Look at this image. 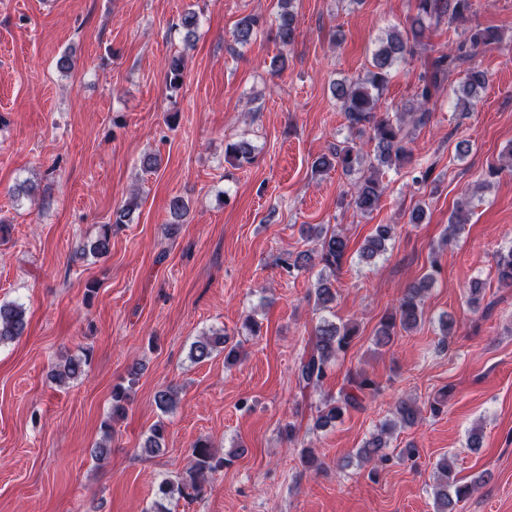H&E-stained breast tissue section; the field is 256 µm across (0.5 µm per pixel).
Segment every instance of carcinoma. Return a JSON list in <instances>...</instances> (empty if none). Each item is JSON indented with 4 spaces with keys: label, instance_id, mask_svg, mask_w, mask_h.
Here are the masks:
<instances>
[{
    "label": "carcinoma",
    "instance_id": "cac0c4a2",
    "mask_svg": "<svg viewBox=\"0 0 512 512\" xmlns=\"http://www.w3.org/2000/svg\"><path fill=\"white\" fill-rule=\"evenodd\" d=\"M416 15L402 31L394 30L381 39L373 53L371 68L365 74L348 82H338L333 88L336 99L341 103L342 111L348 122L350 131L370 134L374 142V157L370 164L369 174H364L354 183L351 202L363 214H369L378 207L385 192L379 180L380 169L399 166L410 155L407 148L411 131L406 127L401 113L377 114L376 104L391 74L405 61L406 55L413 52L414 47L422 43L428 22H440L448 19V24L461 22L472 12L473 0H415ZM276 37L280 45L288 47L295 35V0H277ZM199 17L196 11L189 9L180 18L178 27L184 31L185 41H191L196 35ZM261 27L260 19L248 16L241 20L234 31L233 41L237 45L248 44L257 35ZM498 41L497 33L491 28H472L458 42L455 49L435 58L417 88L411 105V123L417 127L424 125L431 117L428 107L432 97L449 78L467 65L464 78L459 84L457 102L462 110L472 109L480 99V92L487 85L486 73L473 65V60L480 46ZM184 81V58L172 56L167 65V82L169 89H180ZM225 157L239 166L249 164L254 158V147L247 140L229 142L224 149ZM364 155L357 144L334 145L329 153L319 157L314 168L318 172L328 171L335 167L351 174L360 170ZM468 222V210L459 205L449 218L446 235L442 243L449 244ZM395 227L392 224L376 225L362 248V257L371 260L387 251V244L392 240ZM316 247L297 255L287 254L280 258V263L287 269H307L320 266L324 270L336 272L340 269L348 250L347 238L339 232L318 230L312 234ZM112 225L104 224L97 236L87 244L88 252L93 256L108 253L111 249ZM496 273L498 282L512 288V247L497 253ZM434 283L431 274L424 276L404 289L398 305L386 313L375 334V344L386 346L399 332L406 333L416 329L424 320V294ZM315 304L325 310L336 300V292L332 289L330 278L319 275L314 288ZM26 328V310L17 302H0V344L10 343L23 335ZM357 336L356 326L345 323L342 325L323 318L316 326L311 346L301 357L296 368L295 377L298 388L305 392L316 389L328 377L332 364L351 347ZM228 336L222 329H212L194 341L190 347V356L196 362L208 359L216 351L224 352V367L231 368L238 363L241 356L239 348L227 347ZM91 351L84 349L78 355L65 358L64 363L53 371L52 378L58 384H65L81 378L89 366ZM138 367L129 373L127 385L112 388L111 408L108 419L103 423L105 439L112 438V421L126 413L129 393L136 383ZM349 391H342L338 396L326 398L317 408L314 427L323 429L335 425L345 411L364 408L363 401L367 396L376 397L380 393L379 383L372 379L366 371L356 369L348 373ZM177 403V390L172 386L162 385L154 394V404L163 414L171 412ZM393 418L382 422L376 431L366 439L357 456L362 461H378L386 463L391 455L386 452L390 448V434L397 425L411 427L422 418V410L415 401L402 399L392 411ZM167 425L157 421L149 430L143 451L157 454L165 445ZM238 451L230 453V457H221L212 450V445L203 440L193 444L192 458L189 467L176 481L165 479L157 490L158 500L154 502L151 512H171L167 504L176 499L198 498L205 491L209 475L230 463ZM439 478L433 485L432 493L435 512H455L457 504L467 500L475 490L477 483H463L457 479L448 458L438 463Z\"/></svg>",
    "mask_w": 512,
    "mask_h": 512
}]
</instances>
